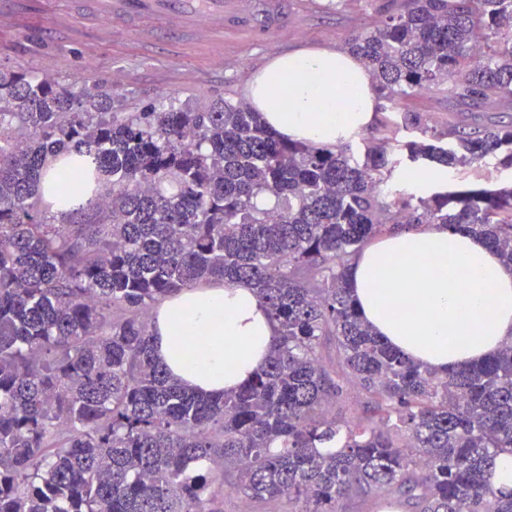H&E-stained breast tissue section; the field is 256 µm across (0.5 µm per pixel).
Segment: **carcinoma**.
<instances>
[{
	"mask_svg": "<svg viewBox=\"0 0 512 512\" xmlns=\"http://www.w3.org/2000/svg\"><path fill=\"white\" fill-rule=\"evenodd\" d=\"M378 14L348 46L424 134L408 159L512 169V124L431 134L409 106L447 85L469 107L512 99V0ZM87 82L0 70V512H221L228 489L288 512L385 492L381 509L512 512L490 482L512 455V341L439 375L375 335L347 284L368 240L420 224L464 228L512 267V185L391 191L386 139L358 156L289 141L243 101L114 112ZM47 192L65 208L51 223ZM212 280L250 285L278 327L219 395L163 369L151 336L161 302ZM350 387L364 411L329 413Z\"/></svg>",
	"mask_w": 512,
	"mask_h": 512,
	"instance_id": "1",
	"label": "carcinoma"
}]
</instances>
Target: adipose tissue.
<instances>
[{
	"mask_svg": "<svg viewBox=\"0 0 512 512\" xmlns=\"http://www.w3.org/2000/svg\"><path fill=\"white\" fill-rule=\"evenodd\" d=\"M249 98L284 138L325 147L370 125L378 108L363 62L336 48L276 57L253 78ZM348 286L377 335L441 375L512 340V268L463 229L386 232L354 257ZM276 334L252 288L214 281L184 287L157 308L153 348L186 387L229 392L259 370Z\"/></svg>",
	"mask_w": 512,
	"mask_h": 512,
	"instance_id": "obj_1",
	"label": "adipose tissue"
}]
</instances>
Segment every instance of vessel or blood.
<instances>
[{
    "label": "vessel or blood",
    "mask_w": 512,
    "mask_h": 512,
    "mask_svg": "<svg viewBox=\"0 0 512 512\" xmlns=\"http://www.w3.org/2000/svg\"><path fill=\"white\" fill-rule=\"evenodd\" d=\"M82 11L58 15L55 25L75 30L77 34L106 36L110 29L135 28L143 45H152L156 30L150 26L153 18L169 24L186 44L199 40L223 43L224 29L232 22L245 20L251 0H206L204 8L194 6V0H83Z\"/></svg>",
    "instance_id": "obj_1"
}]
</instances>
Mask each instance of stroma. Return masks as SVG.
Returning a JSON list of instances; mask_svg holds the SVG:
<instances>
[{"label": "stroma", "mask_w": 512, "mask_h": 512, "mask_svg": "<svg viewBox=\"0 0 512 512\" xmlns=\"http://www.w3.org/2000/svg\"><path fill=\"white\" fill-rule=\"evenodd\" d=\"M70 0H46L45 8L24 28L0 20V69L23 71L63 84L94 73L112 88V109L134 112L161 106L169 97L178 104L244 100L254 74L278 55L300 48H345L347 36L376 18L375 0H280L279 11L267 26L233 28L224 34L223 53L211 56L187 45L173 48L170 35L145 48L136 34L119 30L108 40L88 45L49 25V15L65 12ZM436 132L470 129L491 123H512V102L500 100L481 109L460 105L450 90L426 92L413 101ZM402 142L412 138L399 114L380 101L374 123L357 134L352 144L382 137ZM512 183V169L487 157L460 170L449 171L448 186L497 188Z\"/></svg>", "instance_id": "obj_1"}]
</instances>
